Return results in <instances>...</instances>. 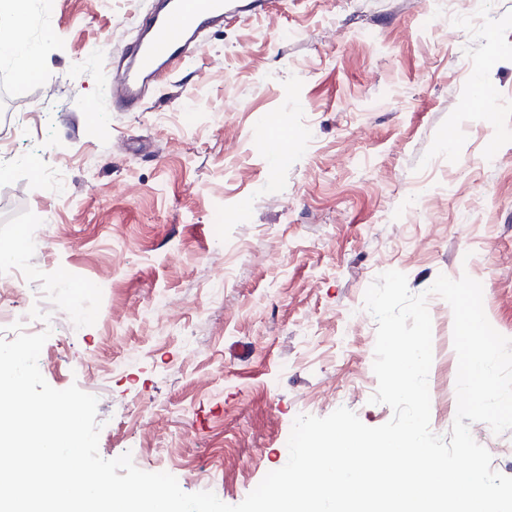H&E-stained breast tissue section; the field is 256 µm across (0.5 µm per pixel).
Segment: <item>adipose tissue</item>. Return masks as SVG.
<instances>
[{
    "instance_id": "adipose-tissue-1",
    "label": "adipose tissue",
    "mask_w": 512,
    "mask_h": 512,
    "mask_svg": "<svg viewBox=\"0 0 512 512\" xmlns=\"http://www.w3.org/2000/svg\"><path fill=\"white\" fill-rule=\"evenodd\" d=\"M28 13V0H0V62H10L21 81L32 74L38 55L26 41Z\"/></svg>"
}]
</instances>
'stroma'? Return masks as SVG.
<instances>
[{
	"instance_id": "obj_1",
	"label": "stroma",
	"mask_w": 512,
	"mask_h": 512,
	"mask_svg": "<svg viewBox=\"0 0 512 512\" xmlns=\"http://www.w3.org/2000/svg\"><path fill=\"white\" fill-rule=\"evenodd\" d=\"M150 3L31 0L37 78L0 65V250L42 225L41 277L0 271V303L84 287L96 317L57 315L47 383L99 393L103 458L140 447L139 469L236 505L286 464L297 416L391 419L365 391L378 274L427 293L448 337L428 289L469 275L512 338V0L442 20L432 0H231L117 112L110 61ZM470 431L512 477V430Z\"/></svg>"
}]
</instances>
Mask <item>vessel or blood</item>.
<instances>
[{
	"mask_svg": "<svg viewBox=\"0 0 512 512\" xmlns=\"http://www.w3.org/2000/svg\"><path fill=\"white\" fill-rule=\"evenodd\" d=\"M226 0H156L141 20V33L123 51L125 61L108 89L113 109L142 107L158 77L175 69L201 33L223 25Z\"/></svg>",
	"mask_w": 512,
	"mask_h": 512,
	"instance_id": "obj_1",
	"label": "vessel or blood"
}]
</instances>
